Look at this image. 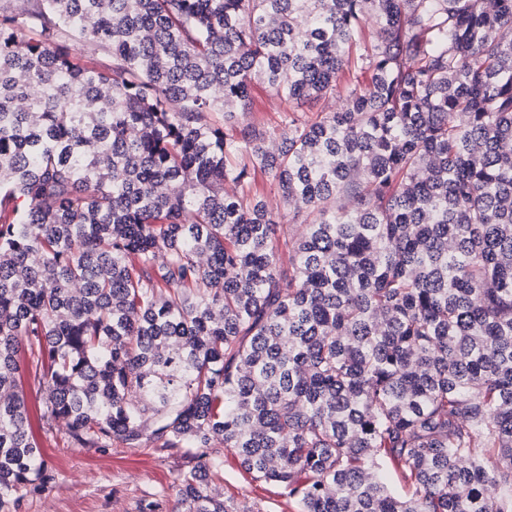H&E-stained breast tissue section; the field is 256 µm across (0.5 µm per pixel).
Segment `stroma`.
Returning <instances> with one entry per match:
<instances>
[{"label": "stroma", "mask_w": 512, "mask_h": 512, "mask_svg": "<svg viewBox=\"0 0 512 512\" xmlns=\"http://www.w3.org/2000/svg\"><path fill=\"white\" fill-rule=\"evenodd\" d=\"M36 439L54 483L29 496L25 512H138L140 499L169 489L185 464L179 456H162L149 448H70L58 431ZM224 492L246 494L260 512H280L277 487L252 480L232 459L224 469Z\"/></svg>", "instance_id": "stroma-1"}]
</instances>
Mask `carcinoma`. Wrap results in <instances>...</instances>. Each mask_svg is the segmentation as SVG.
Instances as JSON below:
<instances>
[{"mask_svg":"<svg viewBox=\"0 0 512 512\" xmlns=\"http://www.w3.org/2000/svg\"><path fill=\"white\" fill-rule=\"evenodd\" d=\"M25 2L0 0V512L54 480L34 418L180 455L173 512H259L214 495L230 454L284 512H512V0ZM258 82L274 123L238 118Z\"/></svg>","mask_w":512,"mask_h":512,"instance_id":"carcinoma-1","label":"carcinoma"}]
</instances>
